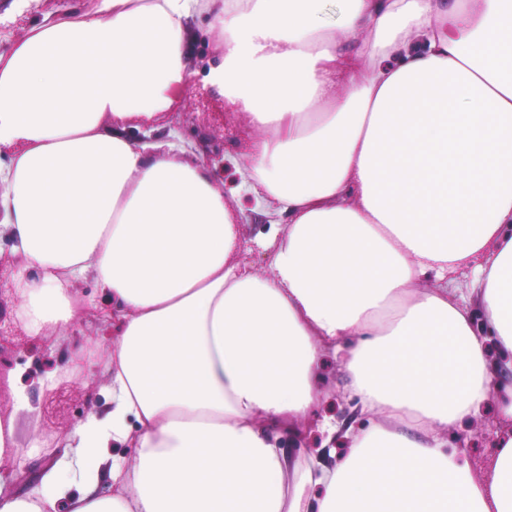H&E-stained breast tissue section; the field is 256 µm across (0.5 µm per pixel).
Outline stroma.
Masks as SVG:
<instances>
[{
    "instance_id": "obj_1",
    "label": "stroma",
    "mask_w": 512,
    "mask_h": 512,
    "mask_svg": "<svg viewBox=\"0 0 512 512\" xmlns=\"http://www.w3.org/2000/svg\"><path fill=\"white\" fill-rule=\"evenodd\" d=\"M59 6L56 0H35L30 20L19 21L13 0H0V52L7 51L15 42L25 37L31 25L55 18ZM189 56L188 79L179 86L172 107L160 114L152 132L164 137L168 129H175L181 142L189 144L193 153L212 157V167L227 194L225 203L231 210L241 211L239 234L247 250L241 258L258 273L268 270L269 253L261 248L269 225L282 223L276 213L255 210L252 201L233 191L239 176L232 161L243 148L246 122L242 114L227 108L222 97L207 92L202 87V77L208 64L220 59L223 46L219 35L209 27L207 16L191 19L188 30ZM13 265L10 243L0 236V325L8 333L0 339V375L12 377L14 382L25 385L36 415L20 413L16 442L21 456L14 461L0 463V471L19 479L27 472L46 467L49 457L45 447L35 444L36 437L50 433L56 449H64L76 428L90 414L104 413L109 401L108 377L103 361L112 340L111 325L98 318L102 301L97 300L91 281L77 283L76 290L91 298L92 306L86 308L82 318L68 329L52 328L41 336H30L15 319V298L5 286V278ZM90 350L96 355L97 364L91 374L66 376L56 380L54 386L43 385L48 372L65 369L73 355L80 350ZM323 387L327 397L303 424V434L293 443L299 454L321 447L323 436L317 422L320 416L331 415L338 421L363 424L364 419L356 409V401L344 388V376L340 364L328 359L323 370ZM502 428L495 408H488L472 424L461 427L460 455L468 458L473 469H481L493 452L497 435Z\"/></svg>"
}]
</instances>
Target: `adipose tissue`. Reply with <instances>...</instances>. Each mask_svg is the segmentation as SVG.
Masks as SVG:
<instances>
[{"label":"adipose tissue","instance_id":"obj_1","mask_svg":"<svg viewBox=\"0 0 512 512\" xmlns=\"http://www.w3.org/2000/svg\"><path fill=\"white\" fill-rule=\"evenodd\" d=\"M196 13L205 84L264 133L246 190L287 218L265 274L205 158L126 135L171 108ZM2 148L16 317L70 325L89 279L117 338L110 407L39 491L0 475V512H512V0H97L0 52ZM465 267L467 294L420 285ZM330 355L374 419L332 465L274 442ZM490 403L476 475L449 432Z\"/></svg>","mask_w":512,"mask_h":512}]
</instances>
